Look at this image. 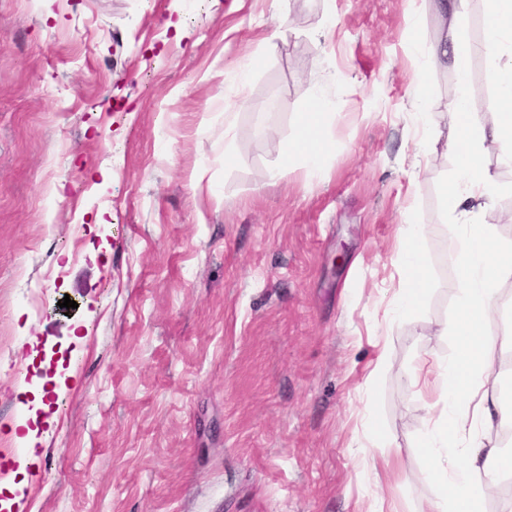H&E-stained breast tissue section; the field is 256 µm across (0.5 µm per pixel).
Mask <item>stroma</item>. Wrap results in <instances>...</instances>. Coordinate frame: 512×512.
I'll return each mask as SVG.
<instances>
[{"mask_svg": "<svg viewBox=\"0 0 512 512\" xmlns=\"http://www.w3.org/2000/svg\"><path fill=\"white\" fill-rule=\"evenodd\" d=\"M448 27L430 0H0V461L19 452L14 380L44 379L20 320L78 380L46 394L25 512H418L435 494L411 376L456 350L448 105L496 92L482 55L463 80L431 69L420 122L411 77ZM245 65L244 103L225 101ZM318 97L334 149L312 173L285 153ZM500 153L482 218L512 245ZM413 224L429 291L393 319Z\"/></svg>", "mask_w": 512, "mask_h": 512, "instance_id": "1", "label": "stroma"}]
</instances>
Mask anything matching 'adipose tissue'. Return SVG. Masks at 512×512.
I'll return each mask as SVG.
<instances>
[{
  "instance_id": "obj_1",
  "label": "adipose tissue",
  "mask_w": 512,
  "mask_h": 512,
  "mask_svg": "<svg viewBox=\"0 0 512 512\" xmlns=\"http://www.w3.org/2000/svg\"><path fill=\"white\" fill-rule=\"evenodd\" d=\"M485 26L479 43L457 33L432 48L429 65L451 64L459 76H466L474 54L483 55L494 67L498 95L487 102L498 121L488 129L476 124L478 105L467 93L448 106L457 116L452 147L457 172L448 187L450 260L460 273L462 288L459 315L453 334L457 352L449 361L422 360L412 375L420 390L434 392L440 411L428 417L419 446L427 458L425 480L437 489L421 512H478L482 500L492 494L498 479L512 473V449L486 446L481 433L494 417L512 418V400L489 395L482 388L492 374L494 353L500 337L484 334L483 328L498 299V285L512 277V246H502L490 225L471 218L470 203L480 199L492 204L499 186L486 167L487 146L500 144L505 163H512V0H485ZM428 67L418 68L412 79L415 88L426 84ZM331 103L315 100L302 114L298 135L289 146V155L303 156L310 170H319L327 158L331 140L324 134L326 120L334 117ZM421 228L404 236L397 251V264L404 286L396 296L392 311L406 317L420 307L428 292L425 262L419 249ZM19 396H31L29 421L11 427L13 440L22 446L17 466L6 482L0 483L9 512H24L30 472L41 464L44 433L39 424L47 405L42 395H30L25 380L15 383Z\"/></svg>"
}]
</instances>
